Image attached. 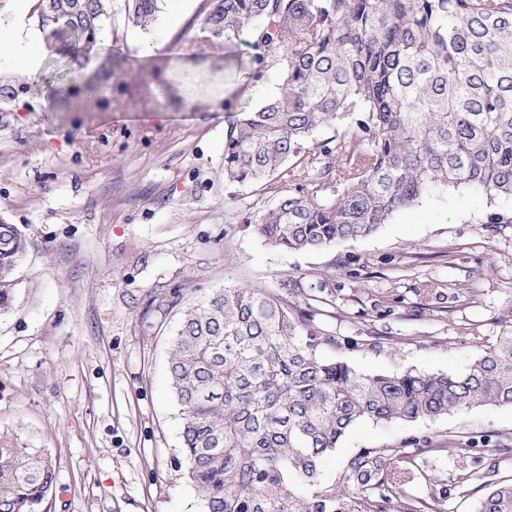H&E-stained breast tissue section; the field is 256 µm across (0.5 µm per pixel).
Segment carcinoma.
Here are the masks:
<instances>
[{
  "mask_svg": "<svg viewBox=\"0 0 512 512\" xmlns=\"http://www.w3.org/2000/svg\"><path fill=\"white\" fill-rule=\"evenodd\" d=\"M164 0H124L142 29ZM200 29L254 30V62L280 65L278 91L230 122L224 183L275 204L242 216L267 244L317 250L365 238L439 186L512 196V0H209ZM52 42L92 45L112 0H40ZM319 128L335 130L313 142ZM0 309L12 299L28 240L0 223ZM226 287L182 312L169 352L182 419L183 478L205 512H420L404 485L416 456L361 448L341 482L321 463L358 421L413 422L480 406H512V331L461 374H364L326 358L336 346L319 300ZM487 489L479 512H512V481L464 470ZM56 488L50 459L0 446V512H40Z\"/></svg>",
  "mask_w": 512,
  "mask_h": 512,
  "instance_id": "obj_1",
  "label": "carcinoma"
}]
</instances>
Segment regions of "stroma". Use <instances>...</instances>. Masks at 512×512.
I'll list each match as a JSON object with an SVG mask.
<instances>
[{"mask_svg":"<svg viewBox=\"0 0 512 512\" xmlns=\"http://www.w3.org/2000/svg\"><path fill=\"white\" fill-rule=\"evenodd\" d=\"M208 6L164 0L145 31L112 0L93 45H42L32 75L0 65V221L29 242L0 311V444L51 460L43 512H203L178 470L168 357L182 307L212 291L335 282L324 354L366 374L459 373L512 328V196L439 188L372 236L319 250L277 249L240 224L276 198L225 186L224 133L276 93L280 67L254 63L253 31L205 37ZM174 292L180 306L148 309ZM450 442L512 479V407L484 406L359 421L323 481H341L359 449L404 448L427 469L407 487L424 512H477L484 489L460 488L456 463L434 454Z\"/></svg>","mask_w":512,"mask_h":512,"instance_id":"1","label":"stroma"}]
</instances>
